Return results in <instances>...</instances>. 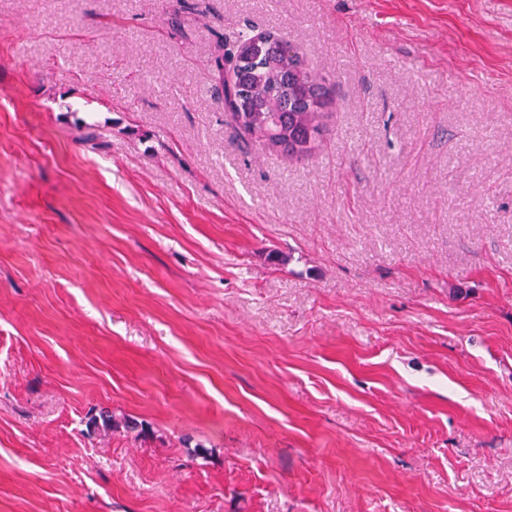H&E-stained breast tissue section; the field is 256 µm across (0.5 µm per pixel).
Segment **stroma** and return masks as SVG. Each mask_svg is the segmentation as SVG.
Segmentation results:
<instances>
[{
	"label": "stroma",
	"instance_id": "35a3bbf8",
	"mask_svg": "<svg viewBox=\"0 0 512 512\" xmlns=\"http://www.w3.org/2000/svg\"><path fill=\"white\" fill-rule=\"evenodd\" d=\"M197 3L0 0V512H512V0ZM246 28L313 155L213 100ZM282 40L272 32L239 31L232 41L223 37L214 90L245 139L280 148L289 158L304 157L322 138L332 100L326 79L282 55Z\"/></svg>",
	"mask_w": 512,
	"mask_h": 512
}]
</instances>
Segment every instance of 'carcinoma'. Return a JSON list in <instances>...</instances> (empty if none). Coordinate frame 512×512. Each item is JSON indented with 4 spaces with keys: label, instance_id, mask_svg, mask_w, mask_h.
<instances>
[{
    "label": "carcinoma",
    "instance_id": "1",
    "mask_svg": "<svg viewBox=\"0 0 512 512\" xmlns=\"http://www.w3.org/2000/svg\"><path fill=\"white\" fill-rule=\"evenodd\" d=\"M272 32L240 31L221 40L214 90L246 139H257L287 156L304 157L318 146L332 103L326 80L283 56Z\"/></svg>",
    "mask_w": 512,
    "mask_h": 512
}]
</instances>
